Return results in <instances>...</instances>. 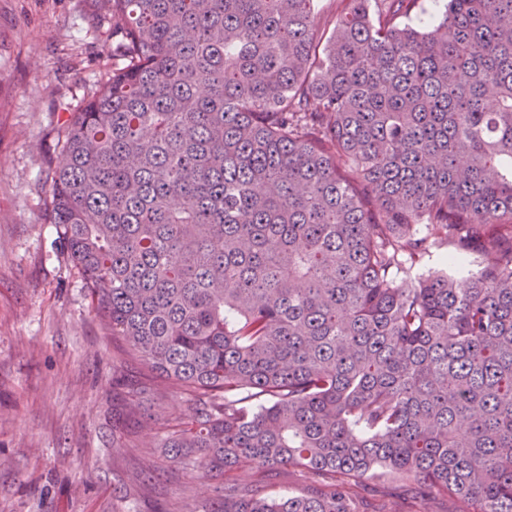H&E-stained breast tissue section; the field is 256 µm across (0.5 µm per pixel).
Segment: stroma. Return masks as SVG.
Segmentation results:
<instances>
[{
	"label": "stroma",
	"mask_w": 512,
	"mask_h": 512,
	"mask_svg": "<svg viewBox=\"0 0 512 512\" xmlns=\"http://www.w3.org/2000/svg\"><path fill=\"white\" fill-rule=\"evenodd\" d=\"M109 0H0V512H202L217 481L151 447L47 210L58 130L112 68ZM123 422L124 447L112 445ZM153 463V487L138 479Z\"/></svg>",
	"instance_id": "1"
}]
</instances>
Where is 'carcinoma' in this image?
<instances>
[{
  "label": "carcinoma",
  "mask_w": 512,
  "mask_h": 512,
  "mask_svg": "<svg viewBox=\"0 0 512 512\" xmlns=\"http://www.w3.org/2000/svg\"><path fill=\"white\" fill-rule=\"evenodd\" d=\"M112 0L50 207L95 315L191 415L209 512H512V0ZM432 244L461 286L412 277ZM289 466L328 480L260 493ZM256 470L244 482L237 472Z\"/></svg>",
  "instance_id": "obj_1"
}]
</instances>
